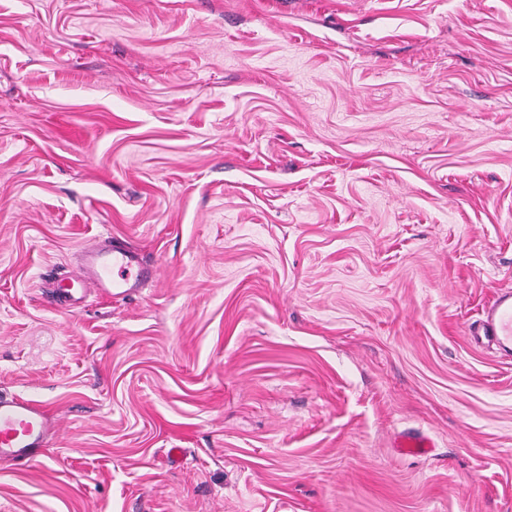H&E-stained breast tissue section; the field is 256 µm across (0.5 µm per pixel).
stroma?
I'll use <instances>...</instances> for the list:
<instances>
[{"label":"stroma","instance_id":"stroma-1","mask_svg":"<svg viewBox=\"0 0 512 512\" xmlns=\"http://www.w3.org/2000/svg\"><path fill=\"white\" fill-rule=\"evenodd\" d=\"M508 290L512 0H0V512H512ZM82 254V272L72 275L68 283H63L65 279L59 281L56 287L75 288L77 285L81 290L79 298L66 291L74 301L93 288L111 296L129 295L152 275L134 252L120 245L99 243L86 247ZM468 332L475 344H491L502 357L511 358L512 292L497 293L484 309L482 318L469 325ZM56 419L40 403L0 396V459L30 462L57 434ZM396 448L402 454L422 456L427 455L434 448V443L430 438L420 434H407L397 443Z\"/></svg>","mask_w":512,"mask_h":512}]
</instances>
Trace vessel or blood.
Wrapping results in <instances>:
<instances>
[{
    "mask_svg": "<svg viewBox=\"0 0 512 512\" xmlns=\"http://www.w3.org/2000/svg\"><path fill=\"white\" fill-rule=\"evenodd\" d=\"M151 276L137 255L120 245H92L83 251L82 270L72 275L70 285L81 292L97 289L110 295L126 296ZM472 342L488 343L503 357L512 356V292L497 293L482 317L469 325ZM56 419L40 403L18 397L0 396V459L30 462L33 451L47 446L57 434ZM401 453L422 456L433 448L430 438L408 434L398 443Z\"/></svg>",
    "mask_w": 512,
    "mask_h": 512,
    "instance_id": "obj_1",
    "label": "vessel or blood"
}]
</instances>
